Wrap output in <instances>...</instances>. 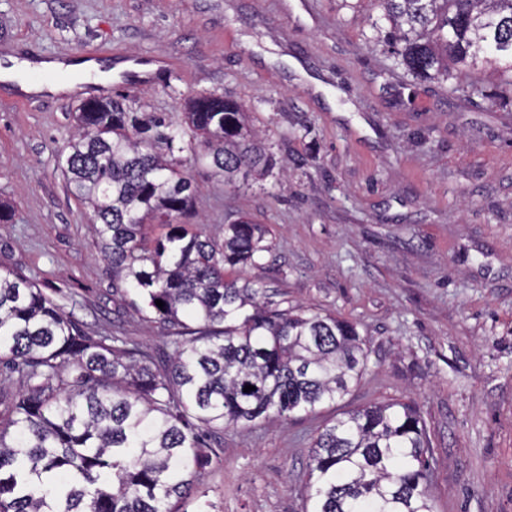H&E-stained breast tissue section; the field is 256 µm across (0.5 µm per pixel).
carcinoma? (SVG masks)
I'll list each match as a JSON object with an SVG mask.
<instances>
[{
  "instance_id": "1",
  "label": "carcinoma",
  "mask_w": 512,
  "mask_h": 512,
  "mask_svg": "<svg viewBox=\"0 0 512 512\" xmlns=\"http://www.w3.org/2000/svg\"><path fill=\"white\" fill-rule=\"evenodd\" d=\"M375 2L388 24L374 25L377 41L412 75L446 81L451 63L512 72V0ZM75 120L67 190L91 208L113 292L143 303L172 350L159 360L90 336L37 283L0 273V512H177L206 466L202 433L318 417L360 383L365 340L338 316L279 307L242 275L268 250L261 225L240 218L221 239L188 227V169L235 188L276 165L244 105L199 95L174 122L107 97ZM151 221L168 227L152 244ZM433 462L410 404L326 419L309 455L313 512H436Z\"/></svg>"
}]
</instances>
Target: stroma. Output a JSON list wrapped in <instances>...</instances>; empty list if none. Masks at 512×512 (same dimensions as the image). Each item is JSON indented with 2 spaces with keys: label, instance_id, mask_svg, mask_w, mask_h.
<instances>
[{
  "label": "stroma",
  "instance_id": "35a3bbf8",
  "mask_svg": "<svg viewBox=\"0 0 512 512\" xmlns=\"http://www.w3.org/2000/svg\"><path fill=\"white\" fill-rule=\"evenodd\" d=\"M369 0H0V58L155 62L145 79L13 103L0 85V271L36 281L93 336L155 355L167 331L112 293V271L58 157L86 96L183 120L199 94L249 107L287 174L224 188L192 168L208 235L245 216L268 253L246 267L289 305L356 324L368 369L343 409L422 412L438 512H512V83L416 78L381 46ZM461 92H453V85ZM316 420L206 442L211 512H311Z\"/></svg>",
  "mask_w": 512,
  "mask_h": 512
}]
</instances>
